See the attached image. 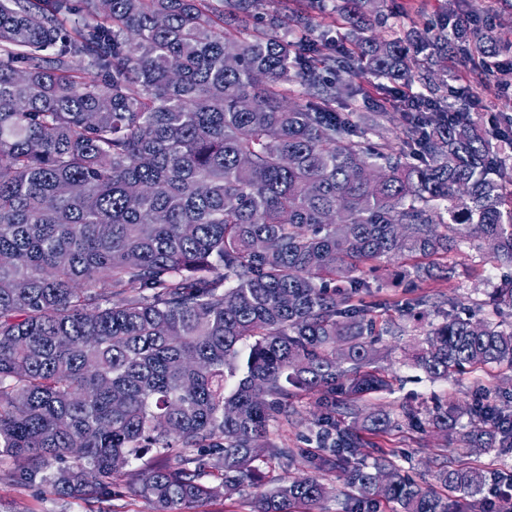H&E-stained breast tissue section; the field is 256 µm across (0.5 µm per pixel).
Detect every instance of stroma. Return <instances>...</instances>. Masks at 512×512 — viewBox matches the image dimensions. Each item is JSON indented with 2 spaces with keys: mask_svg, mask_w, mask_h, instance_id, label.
<instances>
[{
  "mask_svg": "<svg viewBox=\"0 0 512 512\" xmlns=\"http://www.w3.org/2000/svg\"><path fill=\"white\" fill-rule=\"evenodd\" d=\"M383 7L384 23L372 24L370 35L379 37L394 34L406 36L413 31L432 29L438 16L449 7L456 6L471 11L481 29L492 30L494 35L512 41V0H378ZM477 68L471 58L433 54L418 80L406 83V91H423L425 80L444 81L448 85L469 83ZM410 261L398 257L377 269L358 267L356 277L366 279L372 290L388 307V313L401 317L406 331L403 335H385L375 343L377 365L383 373L396 375L397 383L392 391L368 395L364 404L368 409H385L398 414L403 403H411L418 409L433 406L435 401L448 398L449 402L465 404L481 398L486 389L499 387L500 405L512 409V370L501 366L488 372L478 371L461 378L430 380L413 367L405 358L415 339L421 338L428 323L439 322L440 313L435 308L420 306L411 314L401 315L400 308L406 299L419 296L441 301L450 299L465 307H480L482 317L494 314L489 302L493 288L512 277V268L500 265L469 245H462L448 255L447 265L435 270L426 280L407 278ZM317 394L310 393L290 401L289 421L274 428L279 445L294 449L293 463L283 465L273 461L263 468L266 479L297 478L310 475L311 470L301 452L307 448V438L317 412ZM380 448L390 452L403 473L417 482L435 484V476L447 462L461 460L463 449L459 440H445L434 431L418 432L405 426L391 429L377 437ZM0 512H152L151 505L134 496L126 485H117L110 499L93 497L75 501L62 499L39 483H23L18 479V468L10 462L0 463Z\"/></svg>",
  "mask_w": 512,
  "mask_h": 512,
  "instance_id": "1",
  "label": "stroma"
}]
</instances>
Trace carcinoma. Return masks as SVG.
Segmentation results:
<instances>
[{"label":"carcinoma","instance_id":"1","mask_svg":"<svg viewBox=\"0 0 512 512\" xmlns=\"http://www.w3.org/2000/svg\"><path fill=\"white\" fill-rule=\"evenodd\" d=\"M85 2L76 20V0H0V460L63 498L108 499L130 477L153 512H198L250 479L251 512H322L317 477L268 487L255 466L262 446L293 460L272 428L320 390L306 459L343 470V512H450L387 454L366 463L370 437L465 417L470 452L502 453L512 413L487 395L344 425L391 387L372 367L379 304L350 273L408 255L427 278L472 237L512 267V114L489 130L433 87L394 140L380 104L336 111L354 90L319 73L409 82L436 45L493 57L497 40L450 12L433 39L362 38L352 57L303 39L311 12L260 0ZM369 2L346 0V23L370 24ZM295 83L313 90L304 104L284 101ZM490 299L512 308V280ZM409 360L432 380L512 368V322L450 309ZM437 482L485 512V470Z\"/></svg>","mask_w":512,"mask_h":512}]
</instances>
